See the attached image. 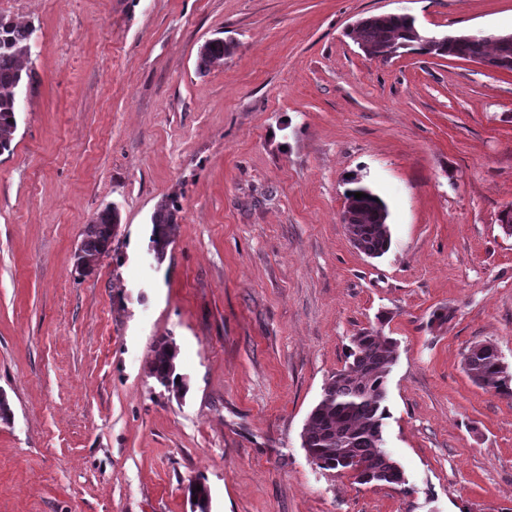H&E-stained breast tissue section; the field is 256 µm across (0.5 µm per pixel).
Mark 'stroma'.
Returning <instances> with one entry per match:
<instances>
[{"mask_svg": "<svg viewBox=\"0 0 512 512\" xmlns=\"http://www.w3.org/2000/svg\"><path fill=\"white\" fill-rule=\"evenodd\" d=\"M382 13L512 31V0H0L38 37L0 154V512H193L194 481L211 512H512V399L463 369L486 342L512 367V73L369 59L350 27ZM354 177L388 208L383 257L340 222ZM108 204L118 234L79 274ZM365 328L398 342L401 485L301 446ZM164 337L182 397L150 372ZM230 48L229 44L227 48L223 38H214L205 42L199 52L198 71L208 72L212 66L224 60V53ZM180 208L167 200L161 201L151 215V224H153V251L156 258L162 257L165 248L169 244L172 228L178 224V212Z\"/></svg>", "mask_w": 512, "mask_h": 512, "instance_id": "35a3bbf8", "label": "stroma"}]
</instances>
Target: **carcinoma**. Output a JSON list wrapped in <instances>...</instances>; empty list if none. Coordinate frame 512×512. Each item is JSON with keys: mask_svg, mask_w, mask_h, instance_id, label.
<instances>
[{"mask_svg": "<svg viewBox=\"0 0 512 512\" xmlns=\"http://www.w3.org/2000/svg\"><path fill=\"white\" fill-rule=\"evenodd\" d=\"M408 28L409 23L401 14L373 15L361 36L379 55ZM36 45L34 25L0 16V152L10 150L21 112L20 92L35 80L30 64ZM226 51L222 38L205 42L199 52L198 71L208 72L224 60ZM444 55L470 60L496 56L512 59V43L501 44L496 34L480 35L474 41L447 46ZM356 192L365 194L368 218L386 209L384 202L364 186L349 189L347 196ZM178 212L177 205L164 200L151 215L153 251L158 259L169 244L172 228L178 224ZM118 224L116 207L107 205L85 225L77 264L95 261L105 253ZM390 246L389 229L379 224L361 225L359 249L363 253L379 258ZM348 357L351 362L331 376L311 410L301 435L302 447L320 461L318 468L334 473L348 471L358 484L402 483L403 473L386 448L383 435V420L388 417L386 380L397 359L396 342L364 329L352 338ZM177 358L176 344L160 340L154 348L151 374L180 392L184 384L176 373ZM463 366L468 378L479 387L512 397V374L502 367L496 346L489 343L469 348L463 356ZM196 486L195 482L190 484L188 493L197 498L199 512H209L210 490L203 484L198 491Z\"/></svg>", "mask_w": 512, "mask_h": 512, "instance_id": "cac0c4a2", "label": "carcinoma"}]
</instances>
